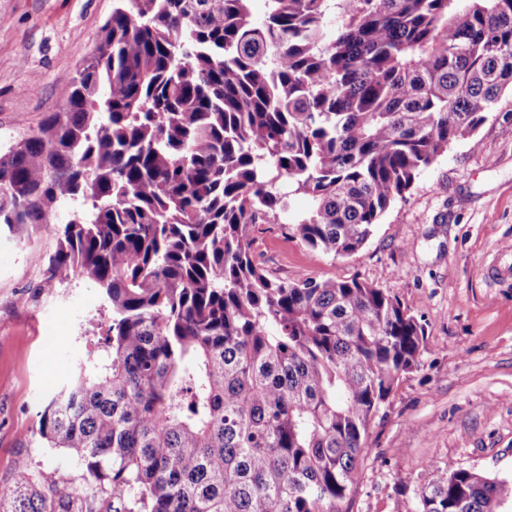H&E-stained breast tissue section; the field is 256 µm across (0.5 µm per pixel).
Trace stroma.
<instances>
[{
	"mask_svg": "<svg viewBox=\"0 0 512 512\" xmlns=\"http://www.w3.org/2000/svg\"><path fill=\"white\" fill-rule=\"evenodd\" d=\"M114 0H0V151L58 111L60 93L99 42ZM251 252L273 278H353L395 294L426 328L419 367L373 419L350 512H415L426 462L512 481V282H490L512 251V94L473 137L449 146L395 200L355 254H317L280 224H256ZM47 236L0 232V494L19 465L44 486L89 497L95 485L35 430L47 398L103 335L109 311L85 280L48 281Z\"/></svg>",
	"mask_w": 512,
	"mask_h": 512,
	"instance_id": "stroma-1",
	"label": "stroma"
}]
</instances>
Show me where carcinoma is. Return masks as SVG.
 I'll return each instance as SVG.
<instances>
[{"label":"carcinoma","instance_id":"cac0c4a2","mask_svg":"<svg viewBox=\"0 0 512 512\" xmlns=\"http://www.w3.org/2000/svg\"><path fill=\"white\" fill-rule=\"evenodd\" d=\"M115 2L61 108L0 153V226L50 236V280L110 312L36 434L112 512H349L425 326L357 279L269 277L251 228L359 251L512 92V0ZM427 470L416 512H502L505 482ZM0 512L75 508L25 467Z\"/></svg>","mask_w":512,"mask_h":512}]
</instances>
